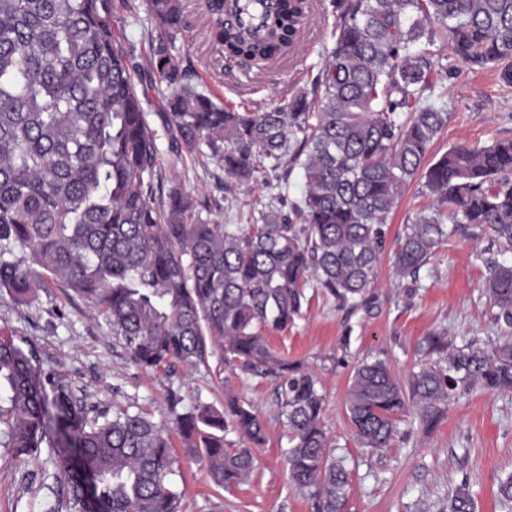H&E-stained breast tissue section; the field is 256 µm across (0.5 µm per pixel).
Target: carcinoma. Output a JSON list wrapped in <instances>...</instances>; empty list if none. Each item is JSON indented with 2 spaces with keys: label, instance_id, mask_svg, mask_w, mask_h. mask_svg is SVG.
I'll use <instances>...</instances> for the list:
<instances>
[{
  "label": "carcinoma",
  "instance_id": "1",
  "mask_svg": "<svg viewBox=\"0 0 512 512\" xmlns=\"http://www.w3.org/2000/svg\"><path fill=\"white\" fill-rule=\"evenodd\" d=\"M159 32L151 67L176 152L206 145L239 183L272 187L295 163L305 193L259 223L211 224L188 195H154L158 134L133 81L132 50L117 38L113 0H0V290L16 301L61 283L102 316L132 364L170 372L206 363L212 345L244 373L269 377L288 428L284 458L316 512H345L349 472L324 429L325 396L300 362L276 356L259 334L301 316L315 284L339 305L370 312L387 220L403 189L424 178L431 204L399 239L394 274L417 280L456 233L488 237L512 253V139L458 144L426 163L449 113L426 102L428 47L442 40L469 67L496 70L512 87V0H331L334 45L312 79L264 112H240L189 83L168 49L188 27L181 0H145ZM224 59L262 67L285 55L310 0H277L255 33L236 0H208ZM29 262L12 259L14 249ZM483 290L512 333V265L489 261ZM425 360L406 381L385 359L356 364L346 410L358 447H391L406 411L435 426L448 401L474 390L512 392V342L488 351L424 338ZM201 449L209 478L230 487L254 468L266 428L230 399L175 414ZM237 432L242 445H226ZM71 451L64 471L74 512H179L166 428L140 412L113 416L53 374L33 370L0 336V446L20 460L42 445ZM448 512H475L462 486Z\"/></svg>",
  "mask_w": 512,
  "mask_h": 512
}]
</instances>
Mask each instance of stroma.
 Listing matches in <instances>:
<instances>
[{
  "mask_svg": "<svg viewBox=\"0 0 512 512\" xmlns=\"http://www.w3.org/2000/svg\"><path fill=\"white\" fill-rule=\"evenodd\" d=\"M309 18L294 47L263 69L227 67L222 46L212 36L206 0H183L187 29L172 52L193 84L216 102L261 112L300 91H311L334 43L330 0H310ZM119 38L133 49L135 82L150 126L159 133L161 193L180 189L202 219L215 224L255 223L261 209L281 210L282 200L300 198L299 168L284 175L281 190L264 182L241 184L229 178L207 147L176 153L164 131L161 87L148 64L157 33L143 0H114ZM434 93L447 101L449 117L429 155L440 157L460 143L487 146L512 138V88L502 87L495 70L470 71L438 42L431 48ZM430 203L421 180L404 189L387 224L386 249L376 271V306L371 312L339 307L333 298L308 289L309 303L288 330L263 329L277 355L302 362L319 378L326 396L328 435L349 472L345 512H446L456 487L468 485L477 512H512L497 497L498 483L512 472V394L477 390L451 401L432 429L408 411L393 445L377 452L357 447L345 398L353 368L365 356L388 359L398 378H407L421 359L420 344L444 332L455 345L477 341L491 349L505 333L483 292L488 240L458 235L442 245L420 271L421 286L409 291L394 276L396 238ZM14 337L29 354L33 369L51 373L83 390L90 403L111 412L141 410L170 425V394L180 410L205 403L222 408L226 399L252 404L266 424L265 444L255 451L251 477L238 485L215 486L200 462L177 448L174 477L182 492L181 512H314L308 494L295 489L282 452L288 438L270 379L225 365L220 349L206 363L146 374L135 367L94 309L59 286L34 289L28 302L0 292V335ZM60 449L42 448L16 460L0 447V512H73Z\"/></svg>",
  "mask_w": 512,
  "mask_h": 512,
  "instance_id": "35a3bbf8",
  "label": "stroma"
}]
</instances>
